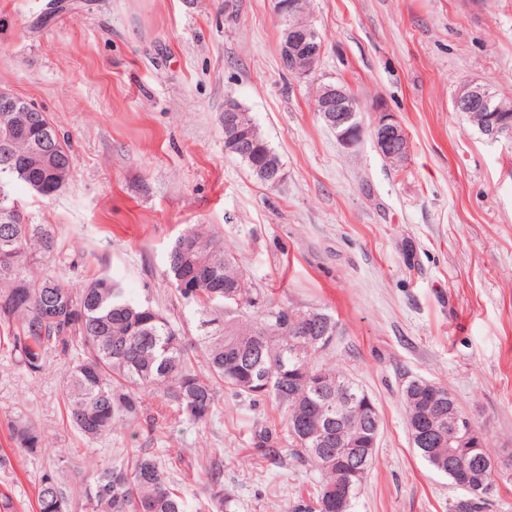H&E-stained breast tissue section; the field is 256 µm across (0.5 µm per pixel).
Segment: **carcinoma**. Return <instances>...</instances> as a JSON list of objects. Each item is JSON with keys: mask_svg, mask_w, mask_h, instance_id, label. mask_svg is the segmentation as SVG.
<instances>
[{"mask_svg": "<svg viewBox=\"0 0 512 512\" xmlns=\"http://www.w3.org/2000/svg\"><path fill=\"white\" fill-rule=\"evenodd\" d=\"M42 131L35 126L0 136V328L18 366L31 374L44 370L50 356L68 367L64 382L66 418L86 441L112 432L118 422L134 423L145 415L156 424L175 412L185 421L208 424L218 409V387L256 403L267 398L284 408L285 442L294 461L317 473L312 497L301 501L295 512H356L357 495L375 461L376 449L357 446L360 463L351 473L336 467V445L323 446L305 438L295 422L313 421L332 414L336 389L364 398L367 393L325 360L334 339L306 336L293 319L301 310L269 306L250 326H241L224 315L239 307L256 305L252 287L232 297L224 273L244 280L234 257L215 235L201 229L180 234L168 254L172 285L186 304L200 315L204 334L198 350L207 367L202 375L181 336L155 308L129 298L111 276L102 274L80 288H72L54 276L35 277L34 256L53 253L57 237L48 224H29L22 211H13L17 200L9 187L20 182L42 196L56 192L71 173L69 145L54 138L55 151L40 167L8 162L12 152H30L39 147ZM278 325L282 334L263 338L266 328ZM325 379L329 388L317 393L313 377ZM409 433H415L428 407L456 404L453 397L434 401L431 388L409 382L403 390ZM381 423L379 413L370 414L356 404L344 411L342 427L348 439L357 441L368 426ZM15 448L38 453L44 445L40 429L30 421L10 424ZM279 439L270 428L258 425L252 445L266 455L278 452ZM436 472L448 476L465 498L455 512H483L485 498L473 493V482L491 481L490 474L472 470L467 448L455 449L456 465H448V449H418ZM346 478L350 482L346 501L336 502L331 487ZM90 512H229L232 499L224 495L219 464L210 473L206 503L190 509L180 489L154 454L135 451L128 462L97 471L84 491ZM38 512H68L66 488L54 472L42 474L37 493Z\"/></svg>", "mask_w": 512, "mask_h": 512, "instance_id": "cac0c4a2", "label": "carcinoma"}]
</instances>
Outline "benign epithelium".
Listing matches in <instances>:
<instances>
[{"instance_id": "obj_1", "label": "benign epithelium", "mask_w": 512, "mask_h": 512, "mask_svg": "<svg viewBox=\"0 0 512 512\" xmlns=\"http://www.w3.org/2000/svg\"><path fill=\"white\" fill-rule=\"evenodd\" d=\"M308 0H274V12L285 18L281 29L280 56L285 70L296 76L312 73L324 53V43L313 23L305 21ZM317 112L324 122L336 131L339 142L346 148L355 147L362 138V126L358 122L357 112L349 90L340 84H324L315 98ZM453 107L458 112H484L486 117L483 128L494 140L512 138L500 115L512 112V101L496 100V93L487 84L469 82L464 84L454 97ZM39 108L31 102L0 88V117L6 119L14 112H37ZM372 138L378 152L389 162L400 163L406 155L408 141L406 133L394 115L387 109H380V116L372 127ZM224 139L233 143L236 152L248 159L255 154L258 143L249 131L247 114L232 104L224 108ZM267 182L278 185L282 178V165L272 155L261 165ZM309 336H327L330 324L315 311L299 317ZM334 418H327L326 427H316L310 439L330 443L336 442L338 448H352L341 430H332ZM420 438L426 443L441 446L457 444L474 451V465L485 472L496 473L502 460L486 456L479 452L478 435L471 419L462 411L448 408V414L428 416L418 429Z\"/></svg>"}]
</instances>
